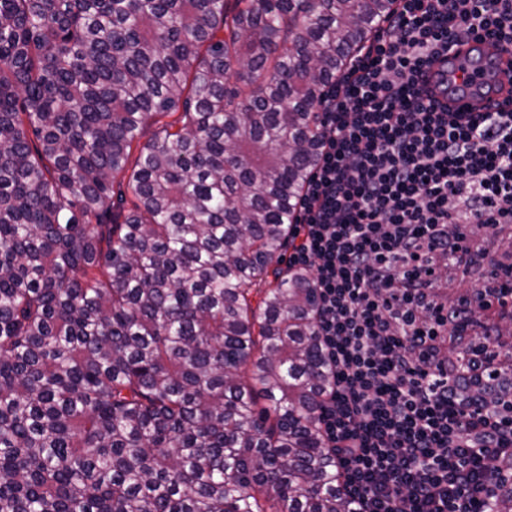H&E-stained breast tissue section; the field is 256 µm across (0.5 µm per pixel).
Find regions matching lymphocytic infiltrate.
Returning a JSON list of instances; mask_svg holds the SVG:
<instances>
[{"label":"lymphocytic infiltrate","instance_id":"obj_1","mask_svg":"<svg viewBox=\"0 0 512 512\" xmlns=\"http://www.w3.org/2000/svg\"><path fill=\"white\" fill-rule=\"evenodd\" d=\"M475 35L512 45V0H395L317 106L288 265L317 293V419L353 512H495L512 491V111L422 85Z\"/></svg>","mask_w":512,"mask_h":512}]
</instances>
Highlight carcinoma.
Segmentation results:
<instances>
[{
  "label": "carcinoma",
  "mask_w": 512,
  "mask_h": 512,
  "mask_svg": "<svg viewBox=\"0 0 512 512\" xmlns=\"http://www.w3.org/2000/svg\"><path fill=\"white\" fill-rule=\"evenodd\" d=\"M236 4L0 0V512H352L282 256L393 0Z\"/></svg>",
  "instance_id": "cac0c4a2"
}]
</instances>
